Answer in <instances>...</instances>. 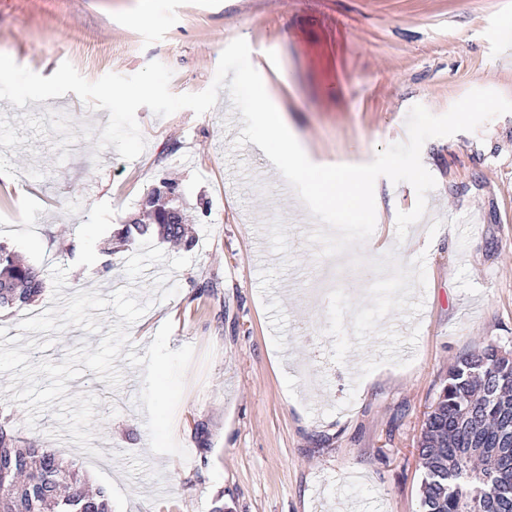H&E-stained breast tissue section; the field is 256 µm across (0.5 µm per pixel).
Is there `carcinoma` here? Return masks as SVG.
Masks as SVG:
<instances>
[{
    "label": "carcinoma",
    "instance_id": "cac0c4a2",
    "mask_svg": "<svg viewBox=\"0 0 512 512\" xmlns=\"http://www.w3.org/2000/svg\"><path fill=\"white\" fill-rule=\"evenodd\" d=\"M151 224H125L126 242L157 236L185 239L182 223H163L160 203ZM43 272L0 246V307L42 292ZM418 452L424 469L420 512H512V350L488 345L461 358L424 412ZM0 512H111L102 489L53 450L19 446L0 426Z\"/></svg>",
    "mask_w": 512,
    "mask_h": 512
}]
</instances>
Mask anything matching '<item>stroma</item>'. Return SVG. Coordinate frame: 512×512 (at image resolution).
Instances as JSON below:
<instances>
[{
  "instance_id": "1",
  "label": "stroma",
  "mask_w": 512,
  "mask_h": 512,
  "mask_svg": "<svg viewBox=\"0 0 512 512\" xmlns=\"http://www.w3.org/2000/svg\"><path fill=\"white\" fill-rule=\"evenodd\" d=\"M512 0H0V53L42 76L70 62L87 80L158 61L175 94L207 89L237 38L318 165L365 164L405 140L414 104L436 115L474 89L512 99L504 63ZM225 102L203 115L136 114L146 147L128 161L97 148L109 120L75 93L18 108L0 100V246L27 264L67 270L64 296L133 287L149 305L128 329L118 387L93 371L68 393L99 397L93 453L53 411L35 427L0 374V423L54 450L104 488L112 512H419L417 443L448 368L486 345L512 349V114L428 140L436 187L398 240L413 187L375 183L376 226L364 266L324 258L315 221ZM178 184L191 247L133 246L118 225L142 218L161 182ZM424 256L417 315L384 317L333 361L326 270L367 300L369 260ZM31 363H62L101 337L78 327Z\"/></svg>"
}]
</instances>
